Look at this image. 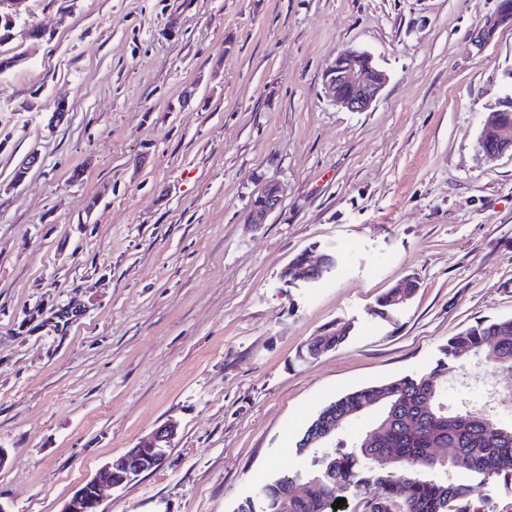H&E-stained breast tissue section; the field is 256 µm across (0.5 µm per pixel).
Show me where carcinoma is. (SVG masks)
Wrapping results in <instances>:
<instances>
[{
	"label": "carcinoma",
	"mask_w": 512,
	"mask_h": 512,
	"mask_svg": "<svg viewBox=\"0 0 512 512\" xmlns=\"http://www.w3.org/2000/svg\"><path fill=\"white\" fill-rule=\"evenodd\" d=\"M417 288L415 278L401 279L379 299L377 314L397 310ZM347 337L345 329L326 331L307 344L303 357L318 348L327 352ZM443 354L447 361H438L427 376L365 385L328 402L296 444L299 452L313 454L315 470L306 475L308 487L300 493L296 477L275 478L259 486L240 512H334L338 488L368 491L369 512H391L398 497L403 498L402 512H478L472 503L479 487L490 479L512 477V427L501 426L487 410L449 408L429 377L447 374L448 362L470 356L512 370V318L476 321L449 338ZM381 393L388 402L350 448H328L319 439L326 426L339 434L374 412ZM435 448L455 449L449 464L435 459ZM380 456L391 458L390 466L374 465ZM447 466L469 473L475 483L466 490L436 475Z\"/></svg>",
	"instance_id": "1"
}]
</instances>
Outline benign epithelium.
<instances>
[{
  "label": "benign epithelium",
  "instance_id": "obj_1",
  "mask_svg": "<svg viewBox=\"0 0 512 512\" xmlns=\"http://www.w3.org/2000/svg\"><path fill=\"white\" fill-rule=\"evenodd\" d=\"M24 2L25 0H3L0 3V8L3 9L0 13V27L6 28L4 39H14L13 30ZM508 23L512 24V4L507 0H498L495 14L477 31L475 42L480 45L489 42L496 30ZM387 82V74L374 62L370 53L351 48L339 51L324 74L325 88L333 100L351 112L367 110ZM511 138L512 128L502 122L500 111L489 113L479 142L485 157L489 160L499 157V153L493 151L491 145ZM258 197L261 203L250 208V224L266 222L268 216L280 205L283 188L277 183H271L265 186ZM331 272L332 269L325 266L324 255L315 256L309 251L303 261L289 263L283 272V278L293 283L315 282ZM173 436L172 427H159L140 446L129 449L117 462L108 464L101 477L83 484L65 503L61 512H99L102 488H120L142 474L158 468L167 456Z\"/></svg>",
  "mask_w": 512,
  "mask_h": 512
}]
</instances>
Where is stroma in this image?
I'll return each instance as SVG.
<instances>
[{
    "label": "stroma",
    "mask_w": 512,
    "mask_h": 512,
    "mask_svg": "<svg viewBox=\"0 0 512 512\" xmlns=\"http://www.w3.org/2000/svg\"><path fill=\"white\" fill-rule=\"evenodd\" d=\"M496 7L26 0L17 24L45 38L0 44L26 54L0 73L5 512H60L169 422L163 464L105 490L104 512H237L257 484L312 470L295 443L329 401L425 374L450 337L512 317V151L479 147L512 93V26L473 41ZM344 48L389 76L367 111L324 88ZM269 182L280 207L248 223ZM313 247L335 273L285 282ZM409 274L413 299L375 316ZM442 386L481 409L512 371L467 358ZM347 337V329H333L326 331L318 336H315L307 344L305 354H302V357L307 358L308 356H311L310 358H317L323 354V352L315 351L316 349L321 348L324 352H327L345 342Z\"/></svg>",
    "instance_id": "1"
}]
</instances>
